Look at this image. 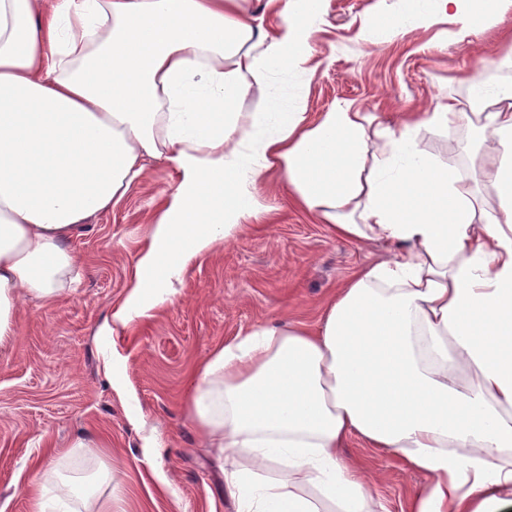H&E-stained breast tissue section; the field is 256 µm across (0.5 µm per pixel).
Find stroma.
<instances>
[{
	"mask_svg": "<svg viewBox=\"0 0 512 512\" xmlns=\"http://www.w3.org/2000/svg\"><path fill=\"white\" fill-rule=\"evenodd\" d=\"M396 0H324V24L312 44L308 84L280 74L272 90L285 98L305 92L319 115L349 103L388 118L432 110L437 97L466 101L458 78L512 35V16L462 42L446 38L449 23L436 0H412L403 33L390 38ZM429 16L420 24V16ZM369 24L378 44L357 43ZM150 177L116 208L91 218L73 246L82 265L80 288L47 307L24 300L12 348L0 353V512H28L27 489L53 452L79 439L105 436L103 455L130 489L127 512H234L223 475L204 438L186 415L184 394L194 364L240 333L278 320L316 322L327 295L358 267L387 253L381 242L354 244L291 208L270 186L261 195L281 209L265 224L226 242L184 276L166 313L132 332L101 336L99 324L124 293L152 212L175 175L150 164ZM123 361L105 367V353ZM126 379L129 403L112 381ZM162 443L145 456L147 432ZM346 458L360 461L366 483L386 512H403L422 488V475L390 453L350 440ZM169 481L157 491V473Z\"/></svg>",
	"mask_w": 512,
	"mask_h": 512,
	"instance_id": "obj_1",
	"label": "stroma"
}]
</instances>
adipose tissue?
I'll return each mask as SVG.
<instances>
[{"label":"adipose tissue","instance_id":"ef3b65f1","mask_svg":"<svg viewBox=\"0 0 512 512\" xmlns=\"http://www.w3.org/2000/svg\"><path fill=\"white\" fill-rule=\"evenodd\" d=\"M464 40L512 15L437 0ZM0 0V351L26 296L51 306L77 288L72 247L156 162L161 198L112 336L162 314L186 271L245 229L276 223L260 189L353 242L385 241L315 324L264 325L192 371L186 411L213 448L235 512H379L352 439L395 454L427 483L407 512L512 507V40L470 72L468 108L439 99L397 123L344 103L310 117L278 102V70L312 73L324 19L291 0ZM253 99V106L239 105ZM453 131L468 164L442 168L421 132ZM68 512H112L125 489L96 441L45 464Z\"/></svg>","mask_w":512,"mask_h":512}]
</instances>
